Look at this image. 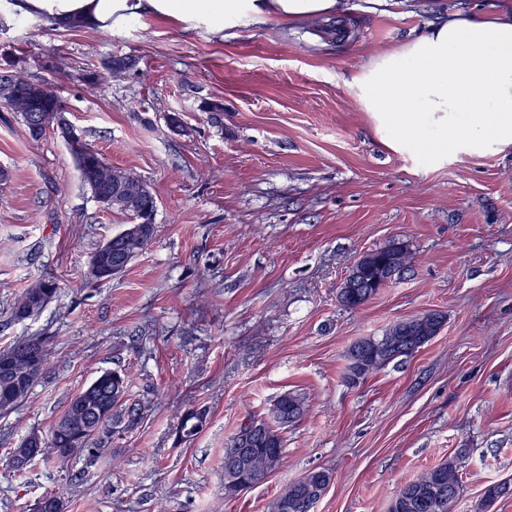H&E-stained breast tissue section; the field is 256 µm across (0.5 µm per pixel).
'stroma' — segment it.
<instances>
[{"instance_id":"35a3bbf8","label":"stroma","mask_w":512,"mask_h":512,"mask_svg":"<svg viewBox=\"0 0 512 512\" xmlns=\"http://www.w3.org/2000/svg\"><path fill=\"white\" fill-rule=\"evenodd\" d=\"M500 5L348 0L337 24L222 37L149 17L61 30L0 8V75L53 86L83 140L157 202L149 245L92 281L91 253L129 216L93 198L56 131L32 139L0 106V350L19 336L53 349L29 397L0 415V512H30L47 491L63 492L66 512H267L314 468L335 476L314 512H388L402 484L455 455L456 512H476L486 485L512 480V145L440 159L392 150L345 83L434 16ZM111 57L130 68L104 74ZM395 241L407 270L364 306H340L354 262ZM49 277L59 294L12 320ZM429 311L446 317L437 337L345 382L356 340ZM120 368L147 409L142 427L92 462L10 468L22 437ZM287 392L307 411L283 431L282 466L225 497L226 441ZM191 408L207 410V426L178 440ZM58 284L53 278H44L27 288L12 307L11 317L23 321L38 315L56 296Z\"/></svg>"}]
</instances>
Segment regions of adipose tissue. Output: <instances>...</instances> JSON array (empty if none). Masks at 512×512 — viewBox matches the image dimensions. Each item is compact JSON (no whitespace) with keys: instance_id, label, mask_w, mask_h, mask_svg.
Returning a JSON list of instances; mask_svg holds the SVG:
<instances>
[{"instance_id":"ef3b65f1","label":"adipose tissue","mask_w":512,"mask_h":512,"mask_svg":"<svg viewBox=\"0 0 512 512\" xmlns=\"http://www.w3.org/2000/svg\"><path fill=\"white\" fill-rule=\"evenodd\" d=\"M13 15L103 30L144 17L215 33L271 20H340L345 0H12ZM347 85L389 146L429 154L512 145V6L453 11L352 72Z\"/></svg>"}]
</instances>
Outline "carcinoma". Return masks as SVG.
Wrapping results in <instances>:
<instances>
[{"instance_id": "1", "label": "carcinoma", "mask_w": 512, "mask_h": 512, "mask_svg": "<svg viewBox=\"0 0 512 512\" xmlns=\"http://www.w3.org/2000/svg\"><path fill=\"white\" fill-rule=\"evenodd\" d=\"M16 97L38 101L42 109L43 127H28L30 136L39 139L46 130L56 127L65 138L73 154L82 182L89 187L93 197L102 201L112 185L121 187L117 198L107 204L114 210L131 214L127 204L131 200L138 207H145L155 197L140 179L108 165L99 153L85 155L77 145L82 138L62 119L63 104L51 87L34 82L23 76H0V102H9ZM155 225L146 224L138 231H120L112 236L123 245L124 265L136 257L153 239ZM411 260L407 246L394 242L384 248L363 254L356 264L361 266L362 288H351L344 282L338 292V301L348 309L364 306L381 288L388 285L383 271L387 264L406 269ZM58 284L52 278H44L27 288L12 307L11 317L23 321L38 315L56 296ZM445 317L437 312L420 315V321L407 327L401 320L390 326L383 337L411 344L420 349L439 333ZM47 336H23L7 349L0 351V358L16 360L17 375L5 380L0 376V412L7 414L19 406L30 394L33 386L47 371L52 351ZM39 360L40 369L29 371L30 358ZM386 366V362L367 354L360 369L347 365L345 380L354 386ZM130 379L124 370H112L98 376L88 386L73 394L62 414L52 424L49 434L41 438V447L36 458L45 464L63 465L77 454L94 460L108 451L112 434L132 432L145 420V408L132 400L129 394ZM306 412L304 398L298 394L285 393L274 403L269 418H252L240 426L230 437L226 446L247 437L245 447L252 449L249 459L250 484L248 488L264 482L267 476L278 469L283 461L282 429L299 420ZM333 481L332 472L314 468L299 481L291 484L268 505V512H309L316 497V489ZM461 488L458 457H452L424 471L417 478L404 483L389 505V512H448V488ZM288 504H283V501Z\"/></svg>"}]
</instances>
